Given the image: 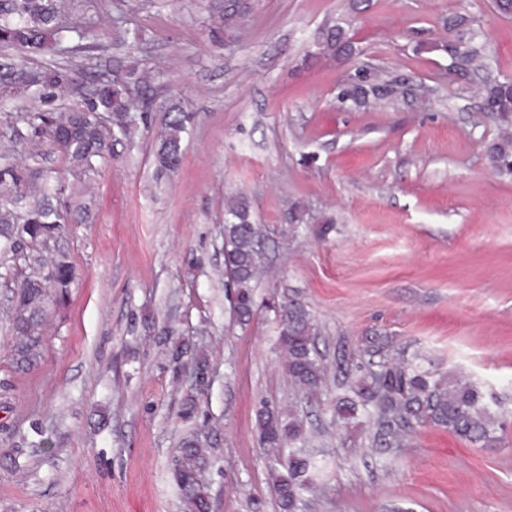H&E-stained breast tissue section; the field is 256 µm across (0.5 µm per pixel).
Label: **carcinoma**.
Instances as JSON below:
<instances>
[{
  "instance_id": "obj_1",
  "label": "carcinoma",
  "mask_w": 512,
  "mask_h": 512,
  "mask_svg": "<svg viewBox=\"0 0 512 512\" xmlns=\"http://www.w3.org/2000/svg\"><path fill=\"white\" fill-rule=\"evenodd\" d=\"M213 9L219 23L210 29V40L218 48L224 37L238 29L247 15L243 0H216ZM94 30L75 15V0H0V95L25 97L31 106L14 116L12 128L22 123L49 143L67 160L71 169L87 173L112 157L115 147L134 138L139 121L149 110L147 100L154 95V78L134 69V78L144 103L136 107L125 85L114 80L97 83L79 106L44 112L37 105L58 97L85 77V68L67 61L90 48ZM321 54L352 52L346 31L333 26L318 37ZM440 50L447 53L448 73L467 77L487 68L483 45L470 37L448 40ZM51 56L46 65L29 66V61ZM420 87L380 73L358 74L338 94L342 102L367 107L377 100L397 101L419 96ZM485 108L499 116L503 125L488 145L490 163L500 172L512 171V79L489 80L482 86ZM164 128L153 147V161L160 173L176 171L183 158V142L193 114L180 100L166 106ZM20 133L0 139V266L13 278L11 310L8 315L10 343L7 355L17 372H28L41 362L45 322L51 308L64 302L74 280V267L59 241L66 232L70 211L54 204L67 192L63 183H51L48 173L15 161L16 154L28 151L36 157L39 143L19 148ZM266 230L251 221L247 196L231 195L224 204V278L233 289V308L239 323L247 324L255 311L253 288L265 263ZM267 310L279 324V344L286 357L292 384L306 396H316L327 385V366L316 347L319 327L307 306L286 293ZM359 351L363 364L355 365L356 380L347 393L336 397L332 412L336 420L348 424L364 415L378 426L377 447L403 445L405 438L421 426L445 428L448 432L481 447H489L502 429L499 402L464 371L438 374L423 367L418 356L396 351L390 337L381 334L367 339ZM170 359L175 371L185 369L190 358V374L195 384L207 382L211 366L193 354V346L181 342L173 346ZM258 443L265 448L287 444L304 446L308 438L302 423L285 415L279 406L258 402L255 409ZM209 449L194 436L180 441L174 459V478L187 502L189 512H210L208 495L201 489L199 475L209 462ZM284 472H274V490L281 512H298L301 495L309 485V471L315 459L293 452L279 462Z\"/></svg>"
}]
</instances>
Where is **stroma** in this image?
Here are the masks:
<instances>
[{"label": "stroma", "mask_w": 512, "mask_h": 512, "mask_svg": "<svg viewBox=\"0 0 512 512\" xmlns=\"http://www.w3.org/2000/svg\"><path fill=\"white\" fill-rule=\"evenodd\" d=\"M77 11L96 32L75 57L91 78L121 58L158 85L147 124L95 171L75 173L49 148L38 160L87 192L64 199L83 206L61 241L76 279L41 366L15 373L0 347V512H188L171 463L192 426L215 451L200 476L212 512H280L269 465L281 451L255 434L262 399L295 411L323 459L303 512H512V174L486 154L502 122L480 77L449 79L438 48L465 19L490 50L489 76L512 78V17L494 0H249L246 25L218 48L205 0H78ZM118 14L125 44L108 22ZM334 25L351 55L320 54ZM361 67L422 86L424 100L340 103ZM172 99L195 122L180 169L160 178L150 148ZM236 193L272 237L244 326L224 286V202ZM295 203L312 221L291 236ZM326 217L333 229L317 236ZM284 290L308 305L332 368L310 399L265 308ZM162 328L208 357V386L174 379ZM373 332L498 394L499 441L479 448L427 426L377 448L376 424L339 429L343 354ZM190 393L188 424L178 411Z\"/></svg>", "instance_id": "stroma-1"}]
</instances>
